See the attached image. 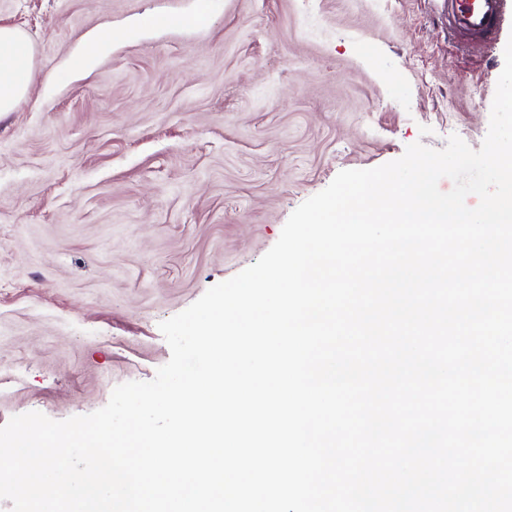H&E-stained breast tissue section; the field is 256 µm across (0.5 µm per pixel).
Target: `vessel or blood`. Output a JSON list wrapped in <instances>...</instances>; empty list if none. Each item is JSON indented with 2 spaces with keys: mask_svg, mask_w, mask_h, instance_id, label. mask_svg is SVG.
Wrapping results in <instances>:
<instances>
[{
  "mask_svg": "<svg viewBox=\"0 0 512 512\" xmlns=\"http://www.w3.org/2000/svg\"><path fill=\"white\" fill-rule=\"evenodd\" d=\"M448 32L481 47L512 31V0H445Z\"/></svg>",
  "mask_w": 512,
  "mask_h": 512,
  "instance_id": "obj_1",
  "label": "vessel or blood"
}]
</instances>
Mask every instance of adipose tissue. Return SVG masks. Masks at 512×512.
<instances>
[{"mask_svg":"<svg viewBox=\"0 0 512 512\" xmlns=\"http://www.w3.org/2000/svg\"><path fill=\"white\" fill-rule=\"evenodd\" d=\"M35 80L33 47L20 29L0 26V115L14 111Z\"/></svg>","mask_w":512,"mask_h":512,"instance_id":"ef3b65f1","label":"adipose tissue"}]
</instances>
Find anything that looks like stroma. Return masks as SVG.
Wrapping results in <instances>:
<instances>
[{
    "label": "stroma",
    "instance_id": "obj_1",
    "mask_svg": "<svg viewBox=\"0 0 512 512\" xmlns=\"http://www.w3.org/2000/svg\"><path fill=\"white\" fill-rule=\"evenodd\" d=\"M0 25L36 71L0 116V427L152 380L159 323L340 171L480 149L504 65L449 37L444 0H0Z\"/></svg>",
    "mask_w": 512,
    "mask_h": 512
}]
</instances>
